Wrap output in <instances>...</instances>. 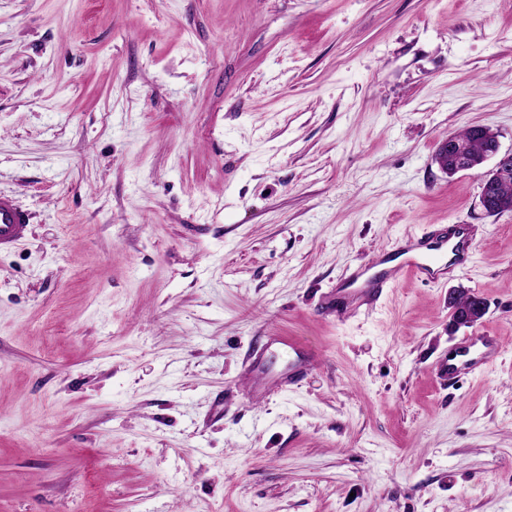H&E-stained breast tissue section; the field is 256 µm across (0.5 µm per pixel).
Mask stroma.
I'll return each instance as SVG.
<instances>
[{"label": "stroma", "mask_w": 512, "mask_h": 512, "mask_svg": "<svg viewBox=\"0 0 512 512\" xmlns=\"http://www.w3.org/2000/svg\"><path fill=\"white\" fill-rule=\"evenodd\" d=\"M475 125L512 0H0V512H512V212L433 161ZM430 224L472 264L326 310ZM27 224L28 213L12 198L0 195V252L21 242ZM465 296V293H459V300H457L459 305H465ZM485 308L486 304L482 299L475 296L474 294H469L468 304L456 311V319L454 322L457 320V322L462 325L474 324L482 318ZM502 348L499 338L488 332L466 336L448 350L441 371L448 384L457 382L461 376L480 375L498 358ZM283 345L287 346L288 349L295 355V359L289 367L290 371L288 373V384H295L302 376L303 366L312 361L313 354L303 349L296 342L288 341V343L284 342Z\"/></svg>", "instance_id": "35a3bbf8"}]
</instances>
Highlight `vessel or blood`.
<instances>
[{
	"instance_id": "b4317fda",
	"label": "vessel or blood",
	"mask_w": 512,
	"mask_h": 512,
	"mask_svg": "<svg viewBox=\"0 0 512 512\" xmlns=\"http://www.w3.org/2000/svg\"><path fill=\"white\" fill-rule=\"evenodd\" d=\"M29 216L12 198L0 195V252L19 244ZM472 259L471 237H454L442 227L423 233H408L392 251L379 253L371 267L354 270L336 293L335 309L348 303L376 307L388 288L403 274L426 283L439 282L450 269L460 268ZM502 344L488 333L468 336L449 349L441 365L448 382L463 376L482 374L500 355Z\"/></svg>"
}]
</instances>
